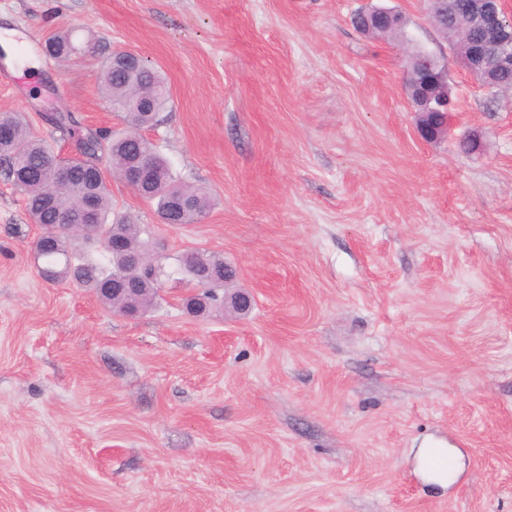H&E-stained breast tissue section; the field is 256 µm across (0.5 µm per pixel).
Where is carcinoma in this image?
Masks as SVG:
<instances>
[{"instance_id": "cac0c4a2", "label": "carcinoma", "mask_w": 512, "mask_h": 512, "mask_svg": "<svg viewBox=\"0 0 512 512\" xmlns=\"http://www.w3.org/2000/svg\"><path fill=\"white\" fill-rule=\"evenodd\" d=\"M51 51L61 59L67 58L75 44L71 32H51ZM102 91L115 111L125 114L132 130L118 137L106 132L85 129L71 112L43 114L46 122L57 129L76 136V156L66 160L72 170L73 181L66 185L53 181L54 170L60 159L42 139L34 136L25 120L11 115L8 121L14 127V137L0 142V152L7 158V167L0 178L19 188L25 209L31 219L43 231V238L33 242L38 249L42 239L53 240V250L38 257L37 274L46 283L70 282L79 288L94 290L112 287V274L124 269V260L112 255L108 242L120 239L132 252L150 250L149 242L141 237L140 225L126 215H112V200L106 184L91 188L88 180L91 172L102 167V156H107L111 169L118 176L132 167L138 158L147 159L159 178L165 181V189L147 197L156 206L161 218L172 214L174 200L178 199L199 220L207 215L211 201L200 187L182 182L174 177L167 159L157 147L141 136L137 129L158 122L160 112L171 101L170 88L160 71L143 59L129 72L102 69ZM147 96L153 106L147 112H134L135 101ZM91 193L96 198L94 225L96 242L91 243L83 235L69 227L67 221H79L80 198ZM180 269L202 288L203 310L224 309V289L232 287L236 269L224 262V258L212 253L204 261L187 252L180 256ZM129 277L161 283L167 276L163 262L132 269Z\"/></svg>"}]
</instances>
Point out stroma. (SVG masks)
I'll use <instances>...</instances> for the list:
<instances>
[{"label":"stroma","instance_id":"obj_1","mask_svg":"<svg viewBox=\"0 0 512 512\" xmlns=\"http://www.w3.org/2000/svg\"><path fill=\"white\" fill-rule=\"evenodd\" d=\"M371 5L447 66L446 138L417 132L407 48L354 28ZM57 29L64 63L41 50ZM7 30L0 113L64 157L43 113L122 135L103 60L160 69L172 99L143 134L214 204L163 224L111 175L112 210L164 254L224 257L255 302L189 316L175 272L129 318L45 283L0 181V512H512V97L425 0H0ZM430 438L459 457L444 490L413 462Z\"/></svg>","mask_w":512,"mask_h":512}]
</instances>
